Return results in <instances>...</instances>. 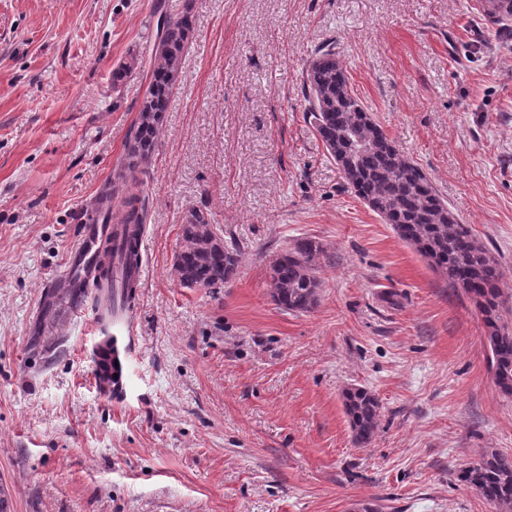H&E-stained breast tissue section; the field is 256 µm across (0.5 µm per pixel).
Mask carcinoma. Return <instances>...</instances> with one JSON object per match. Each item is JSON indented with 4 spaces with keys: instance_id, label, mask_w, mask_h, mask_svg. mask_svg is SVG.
Segmentation results:
<instances>
[{
    "instance_id": "obj_1",
    "label": "carcinoma",
    "mask_w": 512,
    "mask_h": 512,
    "mask_svg": "<svg viewBox=\"0 0 512 512\" xmlns=\"http://www.w3.org/2000/svg\"><path fill=\"white\" fill-rule=\"evenodd\" d=\"M194 36L190 14L167 19L150 49L149 84L132 137L127 143L128 179L124 189H106L85 212L96 224L117 208L122 225L126 264L139 261L138 230L146 223L149 162L159 125L178 83L185 51ZM306 116L314 124L329 156L342 171L346 185L374 213L392 225L397 236L459 288L482 317L484 339L491 352L493 380L499 391L512 396V328L503 319L506 299L500 288L501 271L495 257L458 223L448 203L426 174L408 159L359 102L349 78L336 59L332 44L318 50L306 70ZM183 246L174 270L184 288H209L231 281L238 272L240 248L227 245L210 219L195 211L181 228ZM321 253L311 241H300L270 265L273 298L282 308L306 313L319 301L321 281L316 259ZM124 289L123 303L135 299V283H115L112 275L98 285L107 301L112 289ZM353 441L365 446L379 425L378 398L362 387L342 393ZM461 480L475 488L498 512H512V455L496 452L461 470Z\"/></svg>"
}]
</instances>
